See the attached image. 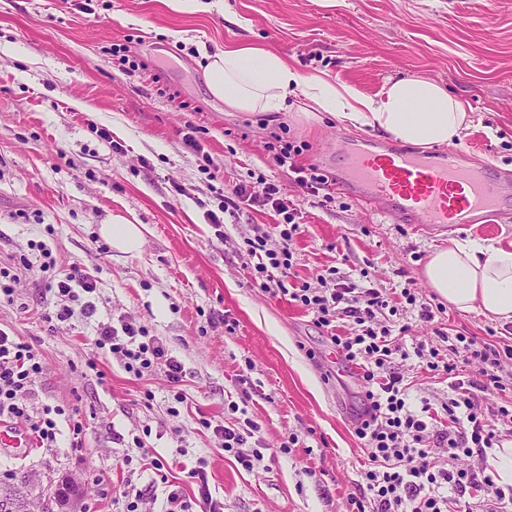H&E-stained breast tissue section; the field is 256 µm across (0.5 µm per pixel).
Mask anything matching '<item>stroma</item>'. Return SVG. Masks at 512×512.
<instances>
[{
  "label": "stroma",
  "mask_w": 512,
  "mask_h": 512,
  "mask_svg": "<svg viewBox=\"0 0 512 512\" xmlns=\"http://www.w3.org/2000/svg\"><path fill=\"white\" fill-rule=\"evenodd\" d=\"M221 2L188 13L168 0H93L88 14L78 0H0V267L18 268L23 255L33 264L12 299H0V329L45 361L34 406L64 410L57 447H0V500L14 512H41L65 481L78 489L68 512H123L134 489L144 495L138 512H160L171 486L197 497L188 473L199 467L223 512H346L367 457L353 433L356 370L342 367L312 313L252 286L245 240L283 218L243 204L215 228L208 214L233 186L266 179L297 210L298 282L316 284L333 267L395 303L407 288L438 304L422 272L449 238L512 240V221L427 230L339 190L327 203L309 195L272 164L276 138L303 146L297 164L331 176L337 150L377 132L322 112L307 120L293 109H228L209 93L198 51L247 41L369 95L391 77L437 80L473 112L461 164L512 175V0ZM115 44L136 71L119 68ZM189 132L202 153L185 147ZM116 214L144 225L140 253L118 252L101 235ZM45 248L59 269L97 274L91 316L54 320L39 269ZM406 316L398 341L408 350H447L441 334L460 331L512 345V327L476 311L448 307L426 323L410 307ZM126 320L181 363L184 403L163 372L139 379L113 356L88 367L99 325ZM395 366L414 403L447 402V378L421 359ZM71 413L83 426L78 448ZM247 419L258 427L249 446L266 450L251 470L212 430ZM137 436L152 464L137 460Z\"/></svg>",
  "instance_id": "obj_1"
}]
</instances>
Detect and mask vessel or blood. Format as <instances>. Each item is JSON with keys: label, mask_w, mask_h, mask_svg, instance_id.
Masks as SVG:
<instances>
[{"label": "vessel or blood", "mask_w": 512, "mask_h": 512, "mask_svg": "<svg viewBox=\"0 0 512 512\" xmlns=\"http://www.w3.org/2000/svg\"><path fill=\"white\" fill-rule=\"evenodd\" d=\"M459 149L429 158L365 140L346 152L336 186L376 206L397 224L452 228L478 218L492 224L512 213V178L496 180L463 166Z\"/></svg>", "instance_id": "b4317fda"}]
</instances>
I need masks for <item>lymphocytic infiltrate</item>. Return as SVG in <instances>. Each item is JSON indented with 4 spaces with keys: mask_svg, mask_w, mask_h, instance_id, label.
<instances>
[{
    "mask_svg": "<svg viewBox=\"0 0 512 512\" xmlns=\"http://www.w3.org/2000/svg\"><path fill=\"white\" fill-rule=\"evenodd\" d=\"M301 153L300 146L287 142L272 159L293 173L296 185L332 200L328 176L315 165L297 164ZM231 194L271 206L284 217L277 230V248H268L265 234L249 243L250 255H265L253 269V283L265 292L288 296L313 313L316 324L331 331L337 353L360 370L363 408L354 420V434L369 454L361 470L360 492L349 500L350 512H473L472 501L481 496L490 502L489 512H512V485L500 486L484 464L487 449L512 436V409L487 401L489 395L505 389L498 371L502 360H512V346L479 343L458 333L449 337L447 354L430 350L429 370L450 380L444 406L448 426L435 428L430 404L413 409L405 379L392 365L402 347L380 322L390 306L388 299L379 289L359 287L332 272L322 277L317 288L291 283L292 244L301 225L284 203L280 187L237 185ZM50 268L47 262L40 265L41 271L51 274L48 290L58 300L57 320L93 313L95 306L88 296L97 290V276L77 267L55 274ZM342 320L350 325L344 335L336 332ZM144 334V329L130 323L118 328L101 325L88 367L96 368L98 356L111 354L123 358L134 377L159 369L171 386H180L181 364L167 355L162 342L145 340ZM463 364L474 367V378L460 379ZM44 368L32 346L0 329V418L23 426L39 447L53 448L58 429L52 407L38 412L31 405L34 380ZM464 457L478 458V467L461 465Z\"/></svg>",
    "mask_w": 512,
    "mask_h": 512,
    "instance_id": "obj_1",
    "label": "lymphocytic infiltrate"
}]
</instances>
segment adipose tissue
<instances>
[{
    "label": "adipose tissue",
    "mask_w": 512,
    "mask_h": 512,
    "mask_svg": "<svg viewBox=\"0 0 512 512\" xmlns=\"http://www.w3.org/2000/svg\"><path fill=\"white\" fill-rule=\"evenodd\" d=\"M205 74L210 93L235 111L282 112L296 92L304 115L326 112L416 146L453 144L473 122L466 103L435 80L392 79L368 95L351 84L302 76L279 54L236 42L208 54ZM424 276L450 307L512 323V241L449 239L432 253Z\"/></svg>",
    "instance_id": "ef3b65f1"
}]
</instances>
